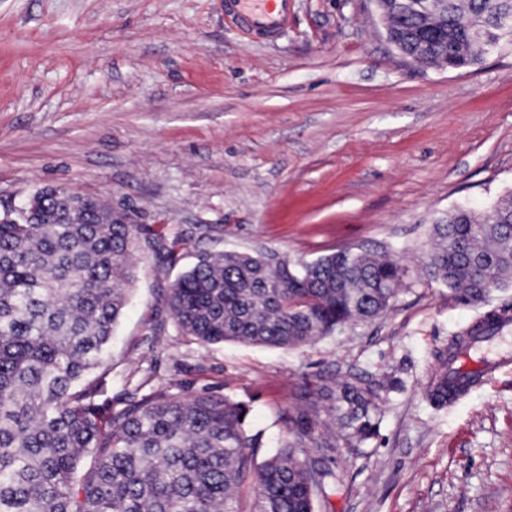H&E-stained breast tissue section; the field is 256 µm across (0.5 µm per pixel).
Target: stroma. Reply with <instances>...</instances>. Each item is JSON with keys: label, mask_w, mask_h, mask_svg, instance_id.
I'll return each instance as SVG.
<instances>
[{"label": "stroma", "mask_w": 512, "mask_h": 512, "mask_svg": "<svg viewBox=\"0 0 512 512\" xmlns=\"http://www.w3.org/2000/svg\"><path fill=\"white\" fill-rule=\"evenodd\" d=\"M271 42L224 0H0V212L41 188L101 196L140 225L138 278L112 338V397L207 389L248 409L259 457L322 385L383 374L379 435L338 448L315 512H512V368L435 408L452 336L512 311V288L456 303L425 272L432 226L512 191V45L474 68L422 69L369 0H294ZM193 232L181 265L152 242ZM388 250L407 273L381 317L285 350L188 341L166 306L201 251L308 262Z\"/></svg>", "instance_id": "1"}]
</instances>
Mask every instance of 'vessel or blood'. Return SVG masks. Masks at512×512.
Returning a JSON list of instances; mask_svg holds the SVG:
<instances>
[{
    "label": "vessel or blood",
    "mask_w": 512,
    "mask_h": 512,
    "mask_svg": "<svg viewBox=\"0 0 512 512\" xmlns=\"http://www.w3.org/2000/svg\"><path fill=\"white\" fill-rule=\"evenodd\" d=\"M225 13L240 23L251 38L275 37L287 25L292 0H226ZM512 365V350L502 349L496 357L470 364L467 353H460L448 372V398L456 400L473 389L491 382L496 374Z\"/></svg>",
    "instance_id": "b4317fda"
}]
</instances>
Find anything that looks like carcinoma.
I'll return each instance as SVG.
<instances>
[{
  "mask_svg": "<svg viewBox=\"0 0 512 512\" xmlns=\"http://www.w3.org/2000/svg\"><path fill=\"white\" fill-rule=\"evenodd\" d=\"M487 27L485 50L436 65L464 70L512 43V0H454L448 38ZM31 216L0 218V512H313L342 482L311 448L366 444L380 428L386 384L371 376L336 383V432L302 413L256 468L258 440L246 406L209 392L184 397L134 389L112 402L103 355L135 279L138 227L95 196L43 188ZM430 279L464 304L512 288V193L485 211L459 207L434 225ZM191 237L163 246L171 266ZM406 268L371 251L341 248L301 265L269 254L201 253L171 284L167 307L200 345L227 341L294 348L385 313ZM448 404V362L430 382Z\"/></svg>",
  "mask_w": 512,
  "mask_h": 512,
  "instance_id": "1",
  "label": "carcinoma"
}]
</instances>
